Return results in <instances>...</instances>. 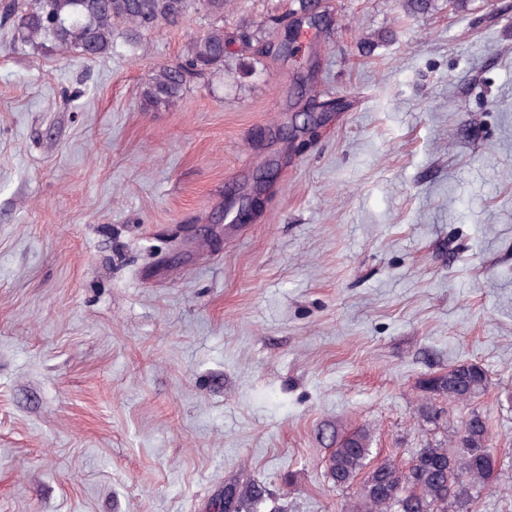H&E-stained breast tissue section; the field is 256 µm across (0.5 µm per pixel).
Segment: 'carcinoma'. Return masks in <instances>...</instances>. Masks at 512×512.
I'll return each mask as SVG.
<instances>
[{
    "label": "carcinoma",
    "instance_id": "obj_1",
    "mask_svg": "<svg viewBox=\"0 0 512 512\" xmlns=\"http://www.w3.org/2000/svg\"><path fill=\"white\" fill-rule=\"evenodd\" d=\"M228 0H0V28L13 31V46L50 52H78L88 59L112 54L114 34L121 32L133 51L146 48L147 35L176 28L193 11L215 17L206 32L191 40L176 62L158 66L141 92L143 106L158 110L181 98L191 79L224 69L229 42L224 35ZM424 393L417 419L436 429L447 427L438 398L468 403L488 387L486 371L460 364L419 381ZM372 434L359 428L332 436L335 448L326 462L338 488L355 487L351 512H471L482 489L489 486L496 460L489 446L485 416L472 411L450 443L416 450L409 465L391 460L370 462ZM265 486L230 484L224 488V512H260Z\"/></svg>",
    "mask_w": 512,
    "mask_h": 512
}]
</instances>
